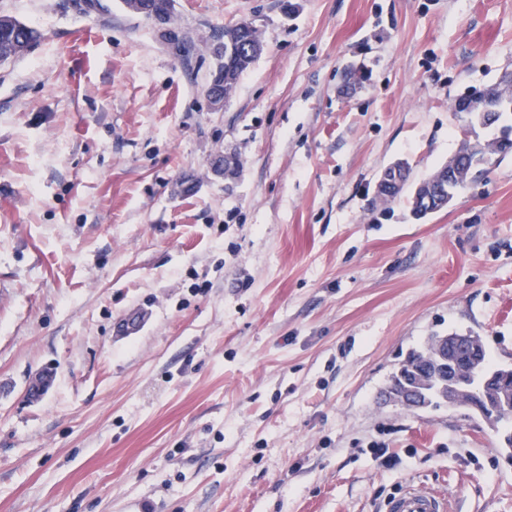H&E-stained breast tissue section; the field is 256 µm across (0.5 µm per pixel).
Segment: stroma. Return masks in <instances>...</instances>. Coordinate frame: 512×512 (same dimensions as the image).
I'll list each match as a JSON object with an SVG mask.
<instances>
[{"instance_id": "obj_1", "label": "stroma", "mask_w": 512, "mask_h": 512, "mask_svg": "<svg viewBox=\"0 0 512 512\" xmlns=\"http://www.w3.org/2000/svg\"><path fill=\"white\" fill-rule=\"evenodd\" d=\"M4 14L42 37L0 65V512H383L407 484L512 512L501 433L384 393L432 332L512 344V156L422 219L375 193L458 151L448 103L512 73V0ZM242 21L263 51L215 109ZM406 173L407 165L405 160H397L388 165L383 170L380 179L377 181V193L383 190H391L393 187H399Z\"/></svg>"}]
</instances>
